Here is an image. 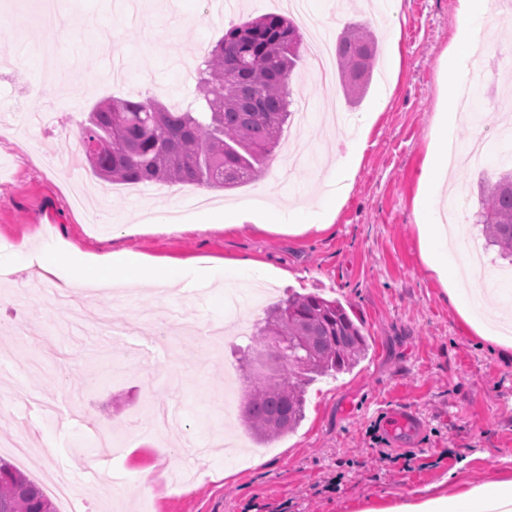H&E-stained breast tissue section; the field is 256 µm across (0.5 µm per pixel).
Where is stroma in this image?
<instances>
[{
    "instance_id": "obj_1",
    "label": "stroma",
    "mask_w": 512,
    "mask_h": 512,
    "mask_svg": "<svg viewBox=\"0 0 512 512\" xmlns=\"http://www.w3.org/2000/svg\"><path fill=\"white\" fill-rule=\"evenodd\" d=\"M36 0H8L0 23V113L14 120L0 133V256L37 253L54 243L98 254L126 249L155 259L250 260L280 270L262 283L259 299L229 309L224 287L207 296L190 287L113 299L97 291L78 312L82 328L33 288L36 267L18 265L0 279V427L27 424L53 450L30 458L29 478L69 483L81 512H355L367 501L401 500L439 483L479 484L512 478V355L469 333L441 283L424 268L414 201L438 112L447 110L440 69L456 27L457 0H401L395 24L399 52L379 44L374 77L349 102L338 77L321 81L302 58L290 79L299 104L315 108L307 122L285 129L307 163L292 175L295 193L315 200L319 180L345 146V135L322 112L337 107L350 120L376 112L357 177L334 223L304 235L245 226L200 227L206 209L239 208L259 197L287 207L281 173L231 190L198 184L104 185L83 161L81 126L94 103L112 96H153L169 106L197 103L194 64L225 29L271 12L269 0H60L67 28L48 31ZM495 45L480 67L492 78L491 101L511 87L512 37L491 20ZM84 73L50 81L39 105L53 125L28 123L30 94L46 71L40 49ZM389 97L376 110L378 87ZM481 135L486 163L449 172L477 201L479 181L497 168L498 118L479 129L459 126L456 138ZM192 199L166 225L143 211L166 213ZM26 282L18 293L13 282ZM318 292L343 303L368 338L366 357L350 372L309 386L298 428L259 443L224 412V386L239 375L237 357L265 308L289 293ZM114 318L149 311L147 333L113 335L98 328L101 310ZM195 325L185 339L158 335L173 319ZM410 409L408 423H393ZM107 424L114 450L85 455L88 426ZM264 466L253 467L255 458ZM150 485H143V473Z\"/></svg>"
}]
</instances>
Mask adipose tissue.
Returning <instances> with one entry per match:
<instances>
[{"label": "adipose tissue", "instance_id": "ef3b65f1", "mask_svg": "<svg viewBox=\"0 0 512 512\" xmlns=\"http://www.w3.org/2000/svg\"><path fill=\"white\" fill-rule=\"evenodd\" d=\"M492 12V0H458L456 32L441 73L448 101H456L461 96L465 73L474 64V49L479 41L493 39L489 26ZM373 122L370 114L359 118L355 141L346 155L337 157L332 179L317 203L299 202L285 210L215 212L210 216L211 223L231 229L254 222L266 231L294 235L329 227L336 218L339 201L355 181L360 154ZM458 123L457 113L449 111L438 113L434 124L431 150L415 200L422 262L442 284L470 331L507 353L512 351V309L494 305L487 289L464 286L452 243L453 229L440 221L438 204L449 163L448 144L455 137ZM37 262L45 273L59 280L63 288L75 293L95 286H109L118 291L172 288L189 280L228 285L242 280L262 281L272 275L271 269L248 261L149 260L126 250L97 256L55 245L45 246ZM359 512H512V479L462 486L449 494L427 492L406 502L366 504Z\"/></svg>", "mask_w": 512, "mask_h": 512}]
</instances>
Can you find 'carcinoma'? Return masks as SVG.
Here are the masks:
<instances>
[{"instance_id": "1", "label": "carcinoma", "mask_w": 512, "mask_h": 512, "mask_svg": "<svg viewBox=\"0 0 512 512\" xmlns=\"http://www.w3.org/2000/svg\"><path fill=\"white\" fill-rule=\"evenodd\" d=\"M301 34L282 14L268 13L224 31L197 69L201 111H174L154 97L99 100L82 127L81 142L110 139L92 165L102 180L196 183L232 189L260 178L276 161L291 117V74L300 59ZM377 44L371 33L348 24L336 39V64L345 96L364 94ZM475 223L490 245L512 257V167L499 168L480 186ZM254 353L292 365L253 386L243 407L244 425L265 441L295 430L304 417L305 389L315 379L350 370L366 354L362 327L345 307L316 293L291 294L256 324ZM0 512H56L43 489L0 459Z\"/></svg>"}]
</instances>
